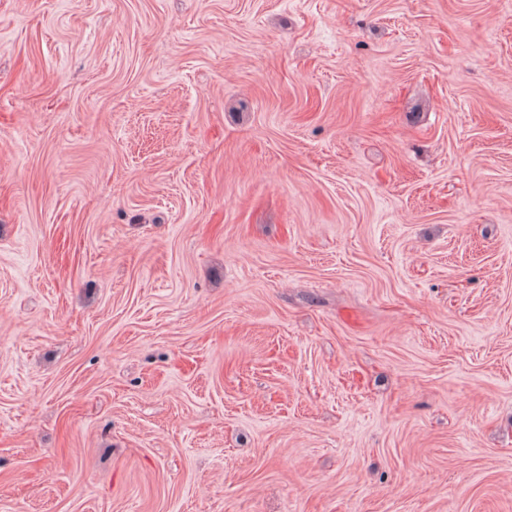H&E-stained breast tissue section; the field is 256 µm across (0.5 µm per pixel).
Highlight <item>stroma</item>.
Wrapping results in <instances>:
<instances>
[{"instance_id":"stroma-1","label":"stroma","mask_w":512,"mask_h":512,"mask_svg":"<svg viewBox=\"0 0 512 512\" xmlns=\"http://www.w3.org/2000/svg\"><path fill=\"white\" fill-rule=\"evenodd\" d=\"M0 512H512V0H0Z\"/></svg>"}]
</instances>
